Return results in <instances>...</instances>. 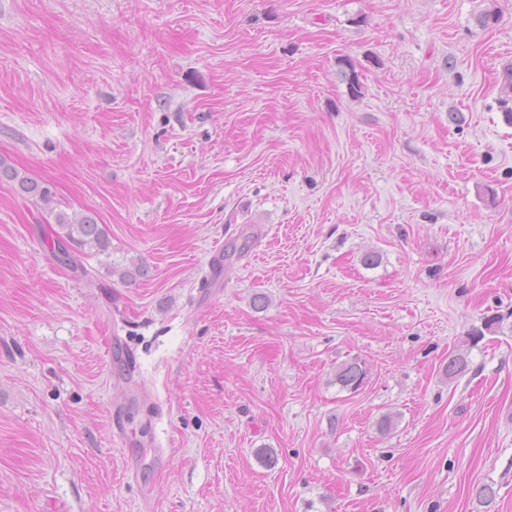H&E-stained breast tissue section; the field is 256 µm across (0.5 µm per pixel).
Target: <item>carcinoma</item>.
<instances>
[{
    "label": "carcinoma",
    "instance_id": "1",
    "mask_svg": "<svg viewBox=\"0 0 512 512\" xmlns=\"http://www.w3.org/2000/svg\"><path fill=\"white\" fill-rule=\"evenodd\" d=\"M339 66L347 84L348 94L353 98L362 96L363 85L351 61L343 58L339 60ZM2 177L17 182L23 195L35 200L44 210L54 216V224L57 226V230L54 231V241L66 247L65 257L68 262H75V258L80 254L104 255L108 252L110 242L104 229L94 217L90 215L72 217L65 212L55 211L53 208L54 195L49 186L20 175L14 167L0 159V178ZM499 323L500 319L496 316L485 319L484 329L469 334L466 340L467 349L448 357V363L443 365V375L450 380L464 375L470 366L468 349L477 345L484 338L485 332L495 331ZM366 375L365 365L355 358L336 368V384L348 392L355 393L362 387Z\"/></svg>",
    "mask_w": 512,
    "mask_h": 512
}]
</instances>
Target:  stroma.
<instances>
[{
	"label": "stroma",
	"mask_w": 512,
	"mask_h": 512,
	"mask_svg": "<svg viewBox=\"0 0 512 512\" xmlns=\"http://www.w3.org/2000/svg\"><path fill=\"white\" fill-rule=\"evenodd\" d=\"M510 62L512 0H0V158L110 241L0 182V512H512ZM2 177L16 181L23 195L34 199L44 210L54 216V224L58 230L53 229V238L58 245L66 248L65 259L69 263H76L75 258L79 257L78 254L109 255L110 242L101 224H98L94 217L90 215L72 217L62 211L55 212L54 195L47 184L39 183L27 176H20L14 167L0 159V180ZM485 336L482 329L471 332L466 340L467 348L463 351L459 350L457 354L448 357V363L443 365V375L448 380H454L464 375L470 366L468 359V351L470 348L477 345ZM367 371L365 364L353 359L336 368V384L348 392H357L363 385Z\"/></svg>",
	"instance_id": "1"
}]
</instances>
